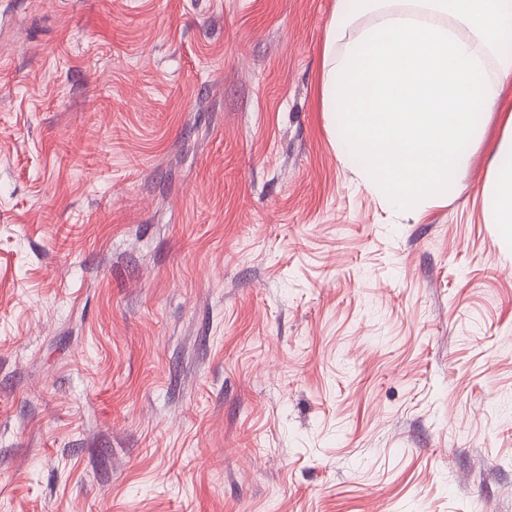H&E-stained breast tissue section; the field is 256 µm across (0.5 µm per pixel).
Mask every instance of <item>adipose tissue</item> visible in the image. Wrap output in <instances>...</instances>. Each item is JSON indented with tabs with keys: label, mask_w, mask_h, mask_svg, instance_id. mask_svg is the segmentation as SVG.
I'll use <instances>...</instances> for the list:
<instances>
[{
	"label": "adipose tissue",
	"mask_w": 512,
	"mask_h": 512,
	"mask_svg": "<svg viewBox=\"0 0 512 512\" xmlns=\"http://www.w3.org/2000/svg\"><path fill=\"white\" fill-rule=\"evenodd\" d=\"M376 22L337 51L359 17ZM512 0H336L319 74L343 158L389 207L414 215L462 190L457 175L492 119L502 126L481 191L512 243Z\"/></svg>",
	"instance_id": "adipose-tissue-1"
}]
</instances>
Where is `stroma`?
Masks as SVG:
<instances>
[{
  "label": "stroma",
  "mask_w": 512,
  "mask_h": 512,
  "mask_svg": "<svg viewBox=\"0 0 512 512\" xmlns=\"http://www.w3.org/2000/svg\"><path fill=\"white\" fill-rule=\"evenodd\" d=\"M336 0H0V512H512V244L341 157Z\"/></svg>",
  "instance_id": "35a3bbf8"
}]
</instances>
